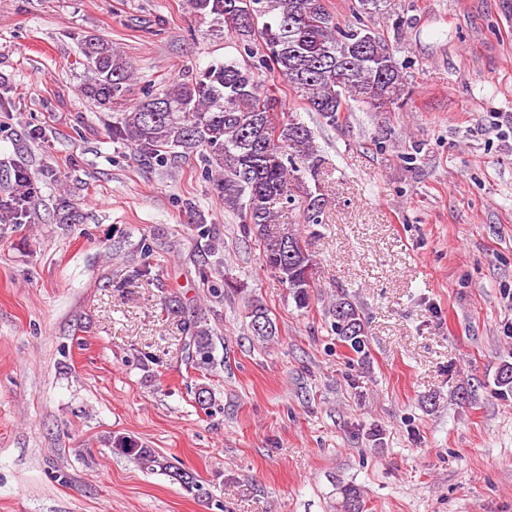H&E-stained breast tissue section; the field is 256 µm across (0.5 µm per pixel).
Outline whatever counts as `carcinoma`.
I'll return each mask as SVG.
<instances>
[{"label": "carcinoma", "mask_w": 512, "mask_h": 512, "mask_svg": "<svg viewBox=\"0 0 512 512\" xmlns=\"http://www.w3.org/2000/svg\"><path fill=\"white\" fill-rule=\"evenodd\" d=\"M386 0H356V21L342 23L326 0H189L192 12L228 24V17L243 15L231 33L242 57L224 60L173 82L156 93L146 92L122 112L112 113L107 125L112 143L130 150L149 166L173 167L197 154L207 165L217 196L239 216L243 233L255 236L265 266L287 285L297 308L309 304L315 287L314 261L297 229L269 231L274 221L271 205L305 199L303 223H323L326 200L319 186H310L324 164L313 131L298 114L278 121V99L261 92L256 74L277 76L304 100V110L317 113L322 123L336 126L338 111L351 104L369 112H387L404 96L400 65L386 39L361 22V16L380 10ZM81 65L89 76L79 93L100 108L130 97L134 86L132 65L112 49V42L95 36L80 39ZM302 159L303 168L294 164ZM6 192L0 195V221L29 224L35 214L41 184L23 161L0 169ZM61 224L79 220V202L65 192L56 199ZM186 223L206 240L204 254L218 251L220 234L206 224L192 202L185 203ZM131 259L129 277L150 280L153 248L142 242ZM332 330L358 355L365 353L366 325L359 309L346 297L332 307ZM250 331L261 341L278 334L275 321L260 302L252 303ZM188 360L198 370L213 362L211 330L198 317L189 323ZM113 452L130 456L149 471L164 474L198 496L203 486L189 472L175 466L153 448L128 437L113 441ZM344 512H362L357 487L341 488Z\"/></svg>", "instance_id": "carcinoma-1"}]
</instances>
